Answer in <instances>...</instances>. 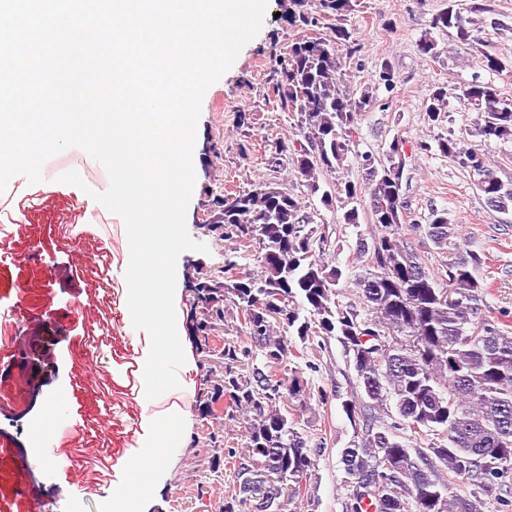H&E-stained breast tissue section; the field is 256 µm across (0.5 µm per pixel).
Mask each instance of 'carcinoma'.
Instances as JSON below:
<instances>
[{
    "label": "carcinoma",
    "mask_w": 512,
    "mask_h": 512,
    "mask_svg": "<svg viewBox=\"0 0 512 512\" xmlns=\"http://www.w3.org/2000/svg\"><path fill=\"white\" fill-rule=\"evenodd\" d=\"M350 10L351 0H318L314 12H289L303 36L275 59L272 93L282 110L298 116V138L276 145L272 163L291 155L310 193H321L325 206L336 201L346 207L347 224L359 223L355 203L368 197L378 235L370 244L358 242L359 257L367 259L358 285L374 317L361 321L336 301L343 272L325 261L329 235L313 226L312 213L296 196L261 185L212 198L202 228L233 246L224 251V265L198 271L193 287L194 335L210 382L202 416L250 415L245 450L224 447V437L213 432L206 439L212 455L233 468V492L219 512H285L315 466L288 417L286 400L300 392V381L282 367L288 342L274 330L276 322L302 339L338 337L353 353L360 393L344 408L352 418L363 415L366 424L359 442L342 452L345 474L356 487L345 512H481L484 498L507 504L512 494L505 481L512 462L506 469L487 468L504 455L512 458V313L502 309L492 316L485 309V285L472 273L481 258L453 255L434 274L399 235L405 211L402 167L395 158L407 146L401 138L392 141L367 183L346 177L325 190L319 184L320 173L344 168L357 144L358 117L374 105L372 95L356 99L345 87L347 65L359 51L355 31L344 23ZM490 12L488 0H470L465 8L448 0L431 26L455 32L477 49L481 68L499 73L506 66L472 18ZM326 20L336 21L327 37L320 33ZM397 80L388 62L375 74V83L389 91ZM451 97L481 113L484 139H512V103L493 84L475 77L437 86L425 109L430 120L440 118ZM436 146L478 172L489 206L512 207V183L502 182L479 153L447 136L437 138ZM428 237L443 247L459 232L446 212L433 210ZM254 246L262 274H233L237 258ZM227 300L238 310L246 340H225L215 348L212 336L225 325ZM364 336L404 341L380 362L364 348ZM259 356L265 360L261 368L254 366ZM411 420L422 422V431L412 430ZM383 453L400 458L403 471H384Z\"/></svg>",
    "instance_id": "carcinoma-1"
}]
</instances>
